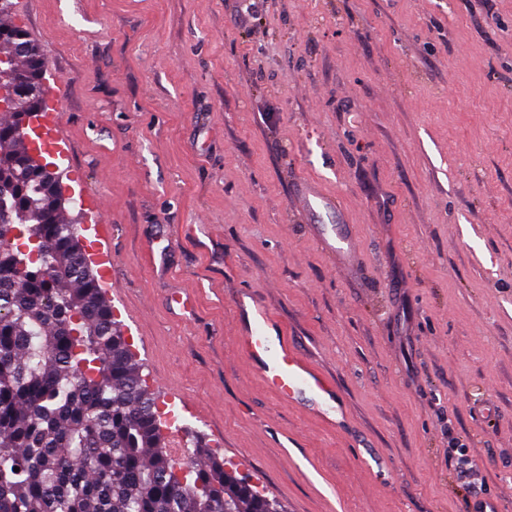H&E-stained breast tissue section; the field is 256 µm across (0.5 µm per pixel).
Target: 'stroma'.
Instances as JSON below:
<instances>
[{
    "instance_id": "stroma-1",
    "label": "stroma",
    "mask_w": 512,
    "mask_h": 512,
    "mask_svg": "<svg viewBox=\"0 0 512 512\" xmlns=\"http://www.w3.org/2000/svg\"><path fill=\"white\" fill-rule=\"evenodd\" d=\"M11 2L119 328L159 406L196 408L168 444L199 435L283 512H471L478 489L512 512V0ZM302 179L339 198L349 260ZM242 297L344 427L246 368ZM300 197L311 224L315 223L322 211H336V214H340V201L336 197L323 194L311 182L306 181L300 185ZM311 230L322 247L333 255L344 258L355 250V242L349 233L348 224H336L331 232L324 231L319 224H312Z\"/></svg>"
}]
</instances>
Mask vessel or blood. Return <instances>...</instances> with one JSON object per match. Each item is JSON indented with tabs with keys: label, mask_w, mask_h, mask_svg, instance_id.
<instances>
[{
	"label": "vessel or blood",
	"mask_w": 512,
	"mask_h": 512,
	"mask_svg": "<svg viewBox=\"0 0 512 512\" xmlns=\"http://www.w3.org/2000/svg\"><path fill=\"white\" fill-rule=\"evenodd\" d=\"M300 197L305 212L313 220L311 230L322 247L338 257L349 256L355 242L347 225H334L327 232L316 223L320 212L340 211L339 200L323 194L308 181L301 184ZM238 318L242 328L238 348L248 368L257 372L282 398L291 402L306 400L308 408L324 422L339 425L345 410L337 399L335 384L298 355L265 309L242 304L238 307Z\"/></svg>",
	"instance_id": "obj_1"
}]
</instances>
